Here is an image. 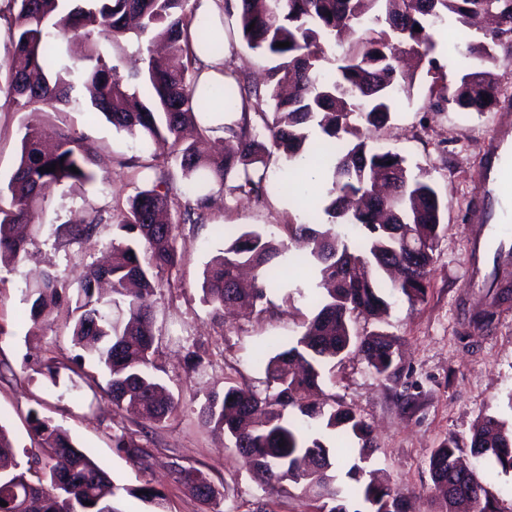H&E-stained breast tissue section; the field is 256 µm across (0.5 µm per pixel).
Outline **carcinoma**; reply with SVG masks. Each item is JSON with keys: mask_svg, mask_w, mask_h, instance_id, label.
Here are the masks:
<instances>
[{"mask_svg": "<svg viewBox=\"0 0 512 512\" xmlns=\"http://www.w3.org/2000/svg\"><path fill=\"white\" fill-rule=\"evenodd\" d=\"M191 0H7L11 50L0 70V92L21 109L44 114L81 105L73 95L80 85L93 109L118 131L151 147L144 168L160 173L158 182L138 191L117 217L110 263L87 266L75 276L70 295L56 276L23 289L30 319L38 329L52 310L73 307L70 335L74 345L93 350L109 374L112 405L134 415L141 433L112 434L113 448L140 470L151 467V453L141 443L147 430L161 424L177 403L154 374L155 316L149 303L157 283L154 273L178 261L174 247L179 224L162 221L174 209L180 224L208 222V202L227 192L256 204L268 192V162L278 154L288 165L304 157L312 164L332 161L331 187L324 200L311 194L300 169L283 186L307 201L311 218L285 224L276 238L249 227L224 231V249L208 265L203 301L216 314L226 307L253 310L274 288L286 287L288 241L305 239L304 265L317 279L315 314L300 336L262 360L265 394L230 386L201 406V423L224 431L229 447L270 477L286 481L308 499L311 512H407L403 492L367 467L376 450L371 427L349 406L316 402L311 391L326 364L352 352L364 356L381 376L396 370L394 341L382 333L356 336L351 322L377 317L393 288L408 302L422 301L430 284L433 253L439 241L442 204L427 172H411L405 158L392 151L366 148L359 125L379 128L390 119L395 95L410 94L414 79L399 69V52H411L428 70L435 57L438 27L452 16L463 26L491 16L496 26L484 40L469 42L466 52L490 63L463 75L456 84L431 87L439 99L460 112L495 107L498 91L493 46L512 34V0H223L236 14L241 39L271 62L262 91L246 77L224 73L223 83L198 88L196 50L224 55V33L197 14ZM255 27H250V24ZM420 31H414V26ZM108 32L107 43L97 35ZM162 41L169 53L185 59L178 66L166 56L148 54L143 67L126 76L113 60L131 39ZM278 42L290 46L280 48ZM343 48L334 75L325 73L323 46ZM148 100L136 102L140 89ZM272 106L273 117L263 105ZM224 106V140L235 147L221 155L204 148L210 127L206 110ZM323 137L308 142V129ZM355 140L344 144L346 136ZM174 164L186 195L165 172ZM56 165L52 172L44 168ZM76 167L72 172L70 167ZM95 152L83 133L65 130L56 143L43 145L36 129L25 127L18 165L7 189L0 188V268L15 271L29 250L31 216L45 207L42 188L49 183L83 187L104 180L95 169ZM390 188L389 197L353 206V199ZM388 219L378 221L381 208ZM112 217L94 211L78 224H59L50 235L69 245L100 231ZM420 247L419 268L394 266L403 255L402 239ZM122 317L112 319V307ZM30 426L44 455L24 453L0 427V512H119L114 501L125 491L109 476L91 450L77 447L51 419L29 413ZM454 440L435 449L429 460L436 489L443 492L438 512H502L498 500L480 482V494L465 490L478 471L460 464ZM471 454L512 470V425L486 416L473 429ZM178 483L203 506L217 509L227 493L200 470L175 465Z\"/></svg>", "mask_w": 512, "mask_h": 512, "instance_id": "cac0c4a2", "label": "carcinoma"}]
</instances>
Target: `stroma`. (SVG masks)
<instances>
[{"instance_id":"stroma-1","label":"stroma","mask_w":512,"mask_h":512,"mask_svg":"<svg viewBox=\"0 0 512 512\" xmlns=\"http://www.w3.org/2000/svg\"><path fill=\"white\" fill-rule=\"evenodd\" d=\"M224 29L226 65L261 80L266 63L238 36L235 17L225 16ZM481 38L480 30L453 20L440 29L436 55L446 66L448 82L479 69V61L466 54L463 42ZM432 83V75L418 68L412 95L396 100L386 126L362 135L368 148L400 153L410 170L426 168L445 203L427 295L413 305L391 295L386 313L356 324L359 333L381 332L394 340L401 355L394 376L377 375L363 357L351 354L325 374L321 388L372 427L378 449L371 466L404 492L409 512H435L429 459L434 448L451 438L468 466L479 468L504 512H512V471L476 460L469 451L473 427L481 417L512 422V299L498 307L489 330L463 326L469 315L487 309L491 301L487 292L465 288L463 259L475 220L471 201L482 146L502 111H456L431 97ZM28 119V113L17 111L0 93L2 187L16 168ZM40 123L49 133L63 128L87 134L102 179L84 187L48 189L36 223H73L94 210L126 207L129 197L154 178L143 166L146 154L139 143L116 131L90 105L41 117ZM292 177L279 158H271L265 202L256 206L228 194L217 198L206 226H181L175 240L177 264L156 273L158 286L151 298L159 340L155 372L179 406L148 436L153 455L148 472L112 446L114 431H134L138 425L132 415L113 411L104 390L106 374L95 355L73 347L70 308L54 309L36 330L21 295L24 284L35 282L42 271L68 281L83 267L102 261L112 244V227L104 225L96 236L68 246L55 244L48 233L35 234L28 260L17 271L0 270V362L10 363L15 371L14 377L0 380V424L16 448L34 446L28 422V413L34 410L60 425L79 447L91 449L112 479L128 487V494L118 501L120 512H200L198 501L175 482V463L199 468L216 487L230 485L224 512H255L261 503L273 504L276 512H307V500L299 490L247 465L228 448L223 433L203 426L198 418L208 394L232 385L264 391L260 355L271 352L278 340L300 335L304 320L313 314L310 296L315 280L303 272L289 287L270 291L259 311L217 316L201 300L203 271L224 247V225L275 233L280 225L302 219L303 203L282 189ZM191 350L201 357L194 371L186 364ZM51 361L65 365L54 379L44 368ZM146 484L161 491L160 501L133 497V489Z\"/></svg>"}]
</instances>
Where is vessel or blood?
<instances>
[{"label":"vessel or blood","instance_id":"1","mask_svg":"<svg viewBox=\"0 0 512 512\" xmlns=\"http://www.w3.org/2000/svg\"><path fill=\"white\" fill-rule=\"evenodd\" d=\"M468 264L469 288L485 287L493 276L512 271V119L486 141L475 187Z\"/></svg>","mask_w":512,"mask_h":512}]
</instances>
